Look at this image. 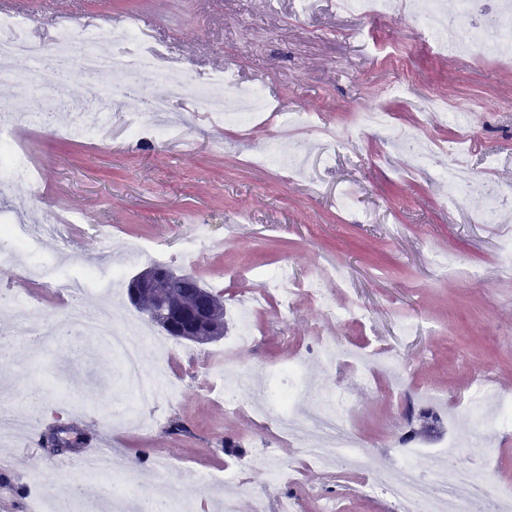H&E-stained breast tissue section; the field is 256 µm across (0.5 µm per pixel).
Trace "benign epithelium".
<instances>
[{"label": "benign epithelium", "instance_id": "7a95c632", "mask_svg": "<svg viewBox=\"0 0 512 512\" xmlns=\"http://www.w3.org/2000/svg\"><path fill=\"white\" fill-rule=\"evenodd\" d=\"M177 279L184 287L172 285L162 270L149 265L127 282L128 300L148 319L160 322L177 340L207 344L221 339L223 299L200 287L193 275L180 274Z\"/></svg>", "mask_w": 512, "mask_h": 512}]
</instances>
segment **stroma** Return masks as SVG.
<instances>
[{
  "label": "stroma",
  "mask_w": 512,
  "mask_h": 512,
  "mask_svg": "<svg viewBox=\"0 0 512 512\" xmlns=\"http://www.w3.org/2000/svg\"><path fill=\"white\" fill-rule=\"evenodd\" d=\"M8 3L28 17V35L45 42L55 36L59 13L71 15L77 30L89 20L108 32L121 29L126 18L147 24V38L123 43L124 51L159 50L177 59L194 83L233 65L240 80L264 90L275 110L241 130L212 123L189 96L160 84L154 94L184 120L179 139L130 138L143 106L129 98L104 105L108 122L93 141L30 129L24 143L38 184L0 187V211L19 192L31 199L20 223L71 219L56 278L93 269L96 287L108 290L115 263L127 277L140 268V261L126 258L132 245L155 241L168 267L223 294L227 333L208 344L170 340L167 376L177 389L155 407V426L139 427L127 413L132 401L111 347L97 342L79 350L60 337L64 309L55 289L39 276L21 278L32 257L17 251L12 265L0 266V288L38 305L42 328L38 340L16 338L8 356L0 357V396L9 398L0 416V458L15 451L17 418L42 447L20 471L0 473V512H46L76 482L78 467H49L58 451L43 439L61 423L71 443L67 456L102 440L131 469L149 470L161 460L171 465L160 480L136 484L117 477L98 488L104 512H114L122 495L132 504L160 494L178 495L200 512H224L228 496L234 512L261 505L277 512L288 497L295 512H319L327 500L335 502V512H399L392 498L362 496L363 477L313 464L302 449L264 428L251 409L225 410L217 394L226 377L263 379L324 336L352 349L391 347L401 354L406 386L398 394L388 393L381 372L364 389L355 364L333 370L316 359L306 364L308 380L333 377L347 396L345 426L379 464L396 467L407 436L427 451L455 438L459 461L469 464L467 447L479 436L500 448L498 477L512 481V427L476 429L460 408L450 421L420 397L433 391L459 407L473 375L484 371L499 391L512 395V267L499 258L502 244L512 240V206L490 224L479 222L472 203L446 206L442 177L392 152L384 132L356 123L357 113L381 106L398 125L445 143L455 137L454 128L443 115L422 109L427 98H441L450 110L471 114V141L459 163L512 197V60L429 53L421 20L405 4L379 21L342 12L334 0H316L305 13L297 0ZM398 84L404 87L399 94ZM285 111L313 116L316 128L306 138L316 154L308 168L299 174L249 165V156L272 142L287 153L292 134L281 118ZM327 146L336 160L325 167L317 153ZM348 186L354 195L344 206L339 196ZM198 223L210 225L224 246L192 262L183 248ZM436 252L456 259L447 278L434 274ZM281 263L301 284L326 274L324 287L337 305L361 307L367 324L327 321L301 287L293 313L268 299L252 322L253 345L225 359L227 341L239 332L236 308L256 291L255 272ZM334 267L345 270V283L329 279ZM403 321L413 324L410 335H399ZM175 423L184 433H170ZM257 447L278 465L292 466V487L245 468ZM197 472L212 474L214 483L192 482Z\"/></svg>",
  "instance_id": "obj_1"
}]
</instances>
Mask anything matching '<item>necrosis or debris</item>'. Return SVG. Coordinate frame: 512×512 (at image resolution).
Masks as SVG:
<instances>
[{
  "instance_id": "4bbe7bcc",
  "label": "necrosis or debris",
  "mask_w": 512,
  "mask_h": 512,
  "mask_svg": "<svg viewBox=\"0 0 512 512\" xmlns=\"http://www.w3.org/2000/svg\"><path fill=\"white\" fill-rule=\"evenodd\" d=\"M477 0H458L454 16H447L439 0H425L419 15L432 48L453 53L463 50L468 55L512 53V34L497 28V18L491 13L477 10ZM19 20L11 16L0 17V84L14 93L31 99L38 118L55 111L57 94L42 96L35 92V79L31 73L15 70L13 61L19 57L43 58L41 44L19 36ZM53 52L59 64L70 75L83 78L92 84L100 97L114 93V85L99 83L100 75H119L126 90L145 98L147 122L134 126L131 137L154 135L159 140L175 139L173 125H156L152 115L169 112L168 100L151 96L152 87L165 82L185 92L205 106L207 111L220 112L225 124H243L253 111L263 105L266 97L261 89L238 83L233 68H225L219 82L222 92L189 82L184 70L175 66H163L157 61H145L132 65L129 59L113 52L105 44L102 32L94 27L81 31L66 30L56 38ZM363 127L384 130L393 145L403 153L412 155L421 165L434 162V151L413 131L396 126L390 113L381 107L372 108L359 116ZM17 117L9 101H0V172L9 181H34L29 155L15 143ZM441 175L447 182L446 201L456 206L465 199H476L481 222L490 223L503 208L500 193L492 190L490 182L471 176L460 175L454 166L442 167ZM59 231L57 222L44 225L42 232L31 231L22 224L0 223V264L11 263L17 249L23 248L38 254L43 234ZM86 278L65 281L72 296L63 317V331L70 336H97L111 346L123 366L126 386L133 394V408L147 414L156 402L159 386L167 384L163 372L147 375L141 357L142 346L149 341L148 332L131 324L116 323L105 309H92L87 305L90 290ZM350 350L330 339L319 340L316 348L306 351L304 357L289 363L276 376L264 378L260 385L275 387L277 402L264 403L254 395L252 377L246 376L224 388V407L238 410L249 406L262 412L264 421L288 434L307 455L324 466L340 465L357 474L371 475V483L365 484V495L381 492L389 494L399 505L400 512H459V504L449 487L442 484L439 476L440 463L454 458L456 448H448L439 457L429 460L422 468L406 467L402 472L377 468L375 459L362 445L359 437L347 430L340 410L335 409V391L326 382H305L301 379L305 363L315 358L329 366L350 357ZM359 382L371 387L374 366L386 368L390 391L397 392L404 386L399 355L393 351L376 349L360 352ZM467 412L476 427L490 423L503 424L512 421V397L501 394L491 385L487 375L472 378L467 394ZM458 485L467 491L466 501L471 512H512V484L496 483L485 479L483 473L461 465L454 468Z\"/></svg>"
}]
</instances>
